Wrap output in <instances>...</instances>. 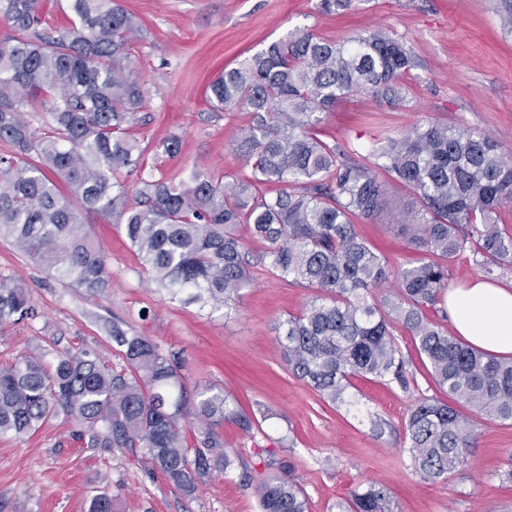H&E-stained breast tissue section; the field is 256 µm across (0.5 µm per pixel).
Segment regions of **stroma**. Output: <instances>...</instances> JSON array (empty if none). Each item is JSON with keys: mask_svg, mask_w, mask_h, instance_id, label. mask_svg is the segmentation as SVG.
I'll return each instance as SVG.
<instances>
[{"mask_svg": "<svg viewBox=\"0 0 512 512\" xmlns=\"http://www.w3.org/2000/svg\"><path fill=\"white\" fill-rule=\"evenodd\" d=\"M142 23L132 49L133 76L145 104L131 129L147 172L223 179L247 173L233 149L249 123L245 112L214 110L208 85L225 69L271 41L311 32L333 42L379 29L403 42L414 66L402 80L403 98L390 104L361 93L346 95L323 123L326 140L356 149L405 133L428 120L490 132L512 157V35L491 0H353L334 13L318 0H124ZM179 135L176 154L163 144ZM410 199L388 187V209L358 224L363 240L392 267L414 260L390 227L392 212ZM103 246L112 286L92 294L73 287L0 239V274L29 289L36 319L0 331V366L20 354L85 345L114 368L124 365L113 326L146 336L175 355L187 387L208 386L253 415L251 433L227 422L217 432L236 461L261 478L270 460L288 461L309 499V512H338L351 491L388 490L393 512H512V424L475 417L476 440L467 462L448 480L414 473L404 449L405 421L420 396L447 400L411 334L396 329L408 386L370 376L353 378L352 402L324 403L288 374L279 324L299 313L309 289L274 276L260 244H246L249 284L230 311L167 299L150 280L123 225L86 214ZM118 494L121 512H259L255 489L239 472H213L185 495L151 467L143 448H89L64 418L18 438L0 436V512H88L95 492Z\"/></svg>", "mask_w": 512, "mask_h": 512, "instance_id": "obj_1", "label": "stroma"}]
</instances>
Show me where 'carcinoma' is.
<instances>
[{
	"mask_svg": "<svg viewBox=\"0 0 512 512\" xmlns=\"http://www.w3.org/2000/svg\"><path fill=\"white\" fill-rule=\"evenodd\" d=\"M43 0H0V238L11 240L75 288L111 285L105 250L83 216L115 217L151 280L170 300L232 308L248 284L239 229L265 246L273 274L313 295L280 323L286 367L332 404L346 403L354 376L407 386L396 327L414 336L434 383L487 420L512 422V357L477 349L425 319L448 288V266L467 246L491 275L512 269V232L498 210L512 204V162L487 133L439 122L387 135L352 154L320 137L324 113L346 94L400 100L399 80L413 66L404 43L366 30L342 43L311 32L289 34L224 70L207 91L223 112L251 113L236 153L251 176L218 182L140 177L128 202L124 175L142 172L130 128L144 105L132 76V42L140 20L119 0H71L78 24L41 33ZM512 33V0H496ZM44 96L46 131H32L21 112L26 96ZM412 197L393 228L420 258L399 270L376 255L355 221L383 210L388 183ZM394 283L378 306L372 294ZM27 287L0 275V329L36 317ZM126 367L97 350L65 349L0 368V435H26L62 416L88 448H145L153 469L189 495L235 460L216 428L226 421L251 432L254 420L206 388L188 403L178 362L145 336L112 324ZM193 420V444L185 437ZM416 474L446 480L472 448L474 421L455 406L421 397L405 423ZM255 486L260 512H308L288 464ZM117 496H92L90 512H118ZM339 512H392L382 488L354 490Z\"/></svg>",
	"mask_w": 512,
	"mask_h": 512,
	"instance_id": "cac0c4a2",
	"label": "carcinoma"
}]
</instances>
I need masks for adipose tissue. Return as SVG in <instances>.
I'll return each instance as SVG.
<instances>
[{
    "label": "adipose tissue",
    "mask_w": 512,
    "mask_h": 512,
    "mask_svg": "<svg viewBox=\"0 0 512 512\" xmlns=\"http://www.w3.org/2000/svg\"><path fill=\"white\" fill-rule=\"evenodd\" d=\"M457 333L492 354L512 353V291L472 279L447 296Z\"/></svg>",
    "instance_id": "1"
}]
</instances>
